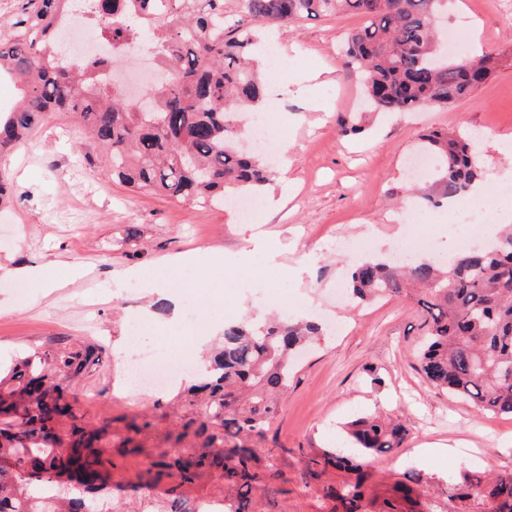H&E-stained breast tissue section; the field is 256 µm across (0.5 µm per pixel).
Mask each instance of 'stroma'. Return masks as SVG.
Instances as JSON below:
<instances>
[{
  "instance_id": "obj_1",
  "label": "stroma",
  "mask_w": 512,
  "mask_h": 512,
  "mask_svg": "<svg viewBox=\"0 0 512 512\" xmlns=\"http://www.w3.org/2000/svg\"><path fill=\"white\" fill-rule=\"evenodd\" d=\"M355 15L301 19L273 26L281 77L266 86L279 101L267 125L278 142L275 178L261 195L260 219L239 223L219 205L202 207L129 191L103 165L88 166V141L68 114L55 113L26 146L4 161L14 204L0 212V358L45 350L51 337L101 345V363L81 384L77 409L103 427L104 457L114 462L112 490L102 502L148 497L141 477L191 413L175 407L178 387L162 393L123 382L113 345L129 335L130 313L149 314L148 328L166 354H188L192 330L239 315L262 318L263 296H289L294 311L318 322L320 341L302 351L282 412L258 448L259 465L274 462L278 476L267 492H254L249 512H342L338 493L356 475L332 465L345 455V424L357 416H398L406 427L401 448L367 459L365 496L357 512H380L394 501L399 512H490L483 497H464L472 483L512 476V418L476 412L434 389L417 369L414 350L423 333L417 306L406 299L354 306L338 295L353 254L341 244L368 239L374 254L391 256L412 235L428 237L432 254L452 258L462 237H477L496 218L493 206L459 226L446 208L409 207L407 160L420 134L431 129L488 130L480 166L492 175L508 160L512 142V0H450L446 30L464 28L480 50L499 54L501 65L469 98L446 108L380 113L359 135L340 136L341 117L360 109L358 78L343 67ZM201 248L223 252V268L187 262L170 290L182 305L180 323L158 294L131 285V272L150 274L170 257ZM46 264L56 288L17 303L7 268ZM82 268L68 276L69 266ZM147 424L139 449L122 450L129 421ZM457 447L451 456H423L421 447ZM159 496L175 492L188 502L222 495L220 472L203 471L182 484L157 477Z\"/></svg>"
}]
</instances>
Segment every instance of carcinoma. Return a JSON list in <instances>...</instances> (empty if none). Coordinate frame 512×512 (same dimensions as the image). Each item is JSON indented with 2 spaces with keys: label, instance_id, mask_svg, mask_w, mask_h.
Returning a JSON list of instances; mask_svg holds the SVG:
<instances>
[{
  "label": "carcinoma",
  "instance_id": "cac0c4a2",
  "mask_svg": "<svg viewBox=\"0 0 512 512\" xmlns=\"http://www.w3.org/2000/svg\"><path fill=\"white\" fill-rule=\"evenodd\" d=\"M86 0L87 19L112 13L99 29L117 54L149 37L159 52L164 82L146 94L141 111L100 73L114 60L83 61L60 54V10L71 0H26L0 27V78L18 84L16 104L0 110V159L31 138L55 112L70 113L91 134L86 161L99 155L112 177L130 191L213 205L239 194L258 196L273 181L260 153L245 150L240 114L261 109L264 78L255 64L258 26L308 17L356 14L365 23L349 32L345 64L360 75L370 113L447 107L488 80L499 58L485 54L452 59L438 41L436 23L448 0H238L234 26L224 36V0ZM419 149L431 158L433 206L468 192L481 176L478 148L462 133L432 130ZM345 287L359 303L409 298L418 306L425 338L419 370L436 388L469 402L479 413L512 417V227L478 251L458 253L442 269L420 260L410 265L367 259L353 264ZM321 335L319 325L291 318L224 323L209 356V376L184 390L195 417L175 441L180 449L166 467L182 482L219 469L233 497L224 512H247L252 492L273 476L274 463L251 470L258 448L227 441L261 437L276 419L292 379L290 354ZM100 361L91 344L52 338L43 352L14 359L0 375V512H99L112 460L92 451L106 431L74 411L78 381ZM359 454L345 459L359 471L364 461L402 446L403 426L378 414L358 416L347 428ZM469 495L512 512V478L471 486ZM360 481L346 485V512L363 498Z\"/></svg>",
  "mask_w": 512,
  "mask_h": 512
}]
</instances>
